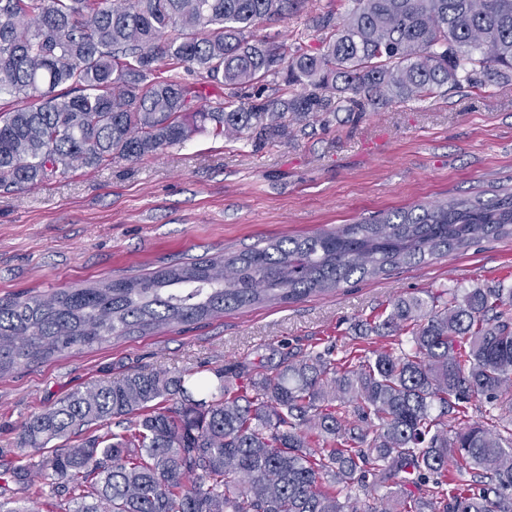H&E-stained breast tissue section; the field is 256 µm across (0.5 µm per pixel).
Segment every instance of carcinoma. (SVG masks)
I'll list each match as a JSON object with an SVG mask.
<instances>
[{
	"label": "carcinoma",
	"instance_id": "obj_1",
	"mask_svg": "<svg viewBox=\"0 0 512 512\" xmlns=\"http://www.w3.org/2000/svg\"><path fill=\"white\" fill-rule=\"evenodd\" d=\"M284 44L256 35L309 0H0V188L137 161L212 125L284 133L283 119L363 112L512 79V0H345ZM512 236V192L381 213L148 276L0 299V376L72 350L301 300L352 277ZM336 346L245 366L134 372L75 391L0 460V512L52 486L56 512H512V287L393 302ZM407 334L403 340L400 335ZM387 338L382 346L374 338ZM204 391L207 397L197 399ZM484 404L490 421L471 420Z\"/></svg>",
	"mask_w": 512,
	"mask_h": 512
}]
</instances>
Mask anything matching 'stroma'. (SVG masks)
Returning a JSON list of instances; mask_svg holds the SVG:
<instances>
[{
  "instance_id": "1",
  "label": "stroma",
  "mask_w": 512,
  "mask_h": 512,
  "mask_svg": "<svg viewBox=\"0 0 512 512\" xmlns=\"http://www.w3.org/2000/svg\"><path fill=\"white\" fill-rule=\"evenodd\" d=\"M512 189V81L425 101L320 113L255 141L196 133L136 162L72 170L0 190V299L151 274L308 236L384 210L484 200ZM512 285V237L294 303L225 312L181 330L74 351L0 379V454L21 457L33 416L77 390L136 371L271 366L355 336L401 297Z\"/></svg>"
}]
</instances>
